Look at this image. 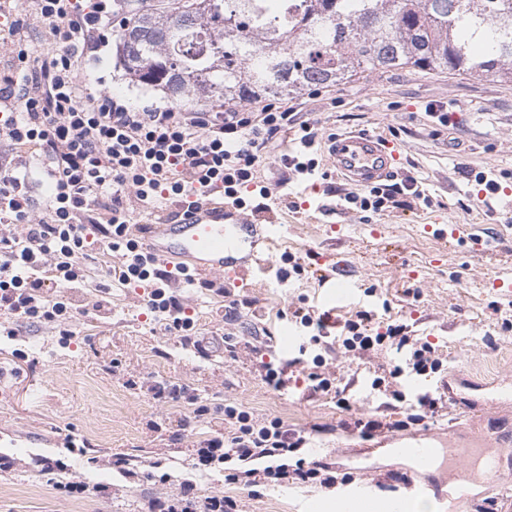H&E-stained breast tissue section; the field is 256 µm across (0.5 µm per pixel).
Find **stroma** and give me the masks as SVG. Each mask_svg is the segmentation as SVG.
Listing matches in <instances>:
<instances>
[{"instance_id":"35a3bbf8","label":"stroma","mask_w":512,"mask_h":512,"mask_svg":"<svg viewBox=\"0 0 512 512\" xmlns=\"http://www.w3.org/2000/svg\"><path fill=\"white\" fill-rule=\"evenodd\" d=\"M0 9L25 19L34 55L44 60L48 24L31 0H0ZM99 56L82 78L87 92L108 90L136 109H170L162 91L129 84L115 45ZM288 102L327 136L385 132L399 153L392 182L415 178L430 206L408 197L378 213L343 209L338 201L350 188L321 152L315 177L286 189L277 185L280 165L261 167L257 180L272 192L269 207L258 209V195L249 193L244 211L255 223L270 225L274 257L299 258L306 274L283 281L271 272L266 280L241 284L240 298L255 306L241 308L232 321L223 317L224 297L198 288L181 291L200 335L236 343L233 359L200 355L162 334L143 308L141 289L117 285L98 311L92 308L94 287L66 289L76 310L70 343H63L57 326L44 323L22 327L15 337L0 334V457L13 463L0 471V512H142L145 500L177 496L186 481L202 497H236L242 512H301L308 498L327 497L323 488L292 482L255 496L245 486L225 484L220 469L195 470L194 449L223 432L228 399L308 431L312 459L331 463L352 483L390 484L392 474L405 473L407 459L386 446L385 435L361 437L349 422L365 412L385 413L371 381L375 370L398 363L395 351L360 358L336 349L326 353L323 370L345 386L353 401L349 412L337 407L335 393L310 397L302 377L290 376L278 391L263 380V363H288L305 336L299 325L272 315L290 314L301 304L341 320L373 307L379 329L394 319L405 321L415 335L437 343L449 385L465 376L493 387L512 377V300L496 289L499 281L512 279V195L479 203L465 174L470 168L512 185V80L403 68L362 74L323 88L317 98L304 90ZM430 105L448 113V127H434L426 112ZM294 193L306 199L304 209L290 207ZM430 224L481 226L487 244L443 243L427 232ZM335 264L344 269L352 299H338L325 276ZM268 333L275 342L266 349L260 342ZM165 381L197 390L210 402L211 414L184 428L186 409L160 410L149 392ZM421 429L461 442L495 430L512 436V400L474 412L447 400ZM70 438L84 444V454L68 451ZM117 457L125 458V466H114ZM59 460L67 462L71 481L86 485L85 494L68 497L48 485L44 470ZM100 485L107 486V498L97 496Z\"/></svg>"}]
</instances>
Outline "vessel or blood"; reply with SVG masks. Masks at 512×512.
<instances>
[{
	"mask_svg": "<svg viewBox=\"0 0 512 512\" xmlns=\"http://www.w3.org/2000/svg\"><path fill=\"white\" fill-rule=\"evenodd\" d=\"M328 154L336 172L358 187H370L387 179L397 161L396 151L384 138L366 132L335 135L329 140ZM132 231L142 237L146 249L158 261L179 264L201 278L223 274L230 253L245 247L250 250L249 261L237 267L240 277H247L253 267H267L274 261L271 251L250 249L254 232L250 216L220 202L208 200L190 214L155 224H136ZM493 442L489 436L477 446L449 449L442 456L450 470L448 481L431 488L422 482L421 473L441 456L428 441H420L409 449L412 465L406 490L394 500H385L370 486L356 484L330 500H307L303 512H415L417 500L430 491L438 501L456 502L463 494L469 470L479 469L489 481L504 477L500 462L488 453Z\"/></svg>",
	"mask_w": 512,
	"mask_h": 512,
	"instance_id": "vessel-or-blood-1",
	"label": "vessel or blood"
}]
</instances>
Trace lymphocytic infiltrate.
<instances>
[{
  "mask_svg": "<svg viewBox=\"0 0 512 512\" xmlns=\"http://www.w3.org/2000/svg\"><path fill=\"white\" fill-rule=\"evenodd\" d=\"M37 13L50 26L55 50L36 61L24 36V23L11 17L13 46L10 71L0 73V140L9 154H0V314L13 323H53L63 338L71 303L45 293L46 282L75 288L85 284L99 258L119 255L113 284L143 291L146 309L161 330L206 352L209 342L195 330L182 296L171 288L184 279L145 254L130 232V209L165 201L191 209L199 201L221 195L233 206L256 181L257 169L279 160L292 175H309L322 133L286 103L255 105L222 112H172L133 109L107 90L84 92L80 74L99 62L115 26L110 0H35ZM40 167L31 171L28 159ZM49 193L34 197L37 181ZM292 316L311 330L310 341L322 349L338 346L359 357L381 347L403 358L373 386L400 411V418L366 413L354 426L366 437L383 430L403 431L420 424L443 406L440 394L423 393L408 400L405 382L443 369L438 345L412 335L409 325L391 321L384 332L373 327L374 311L359 310L332 321L329 313L312 315L295 307ZM292 361L311 394L332 389L335 379L323 372L324 358ZM306 439L281 417L260 415L239 402L224 405V434L203 440L197 467L220 465L224 482L247 487L289 480L325 489L348 484V477L330 475L328 464L300 457ZM146 512H240L235 498L215 494L198 497L192 483L179 496L147 502Z\"/></svg>",
  "mask_w": 512,
  "mask_h": 512,
  "instance_id": "lymphocytic-infiltrate-1",
  "label": "lymphocytic infiltrate"
}]
</instances>
